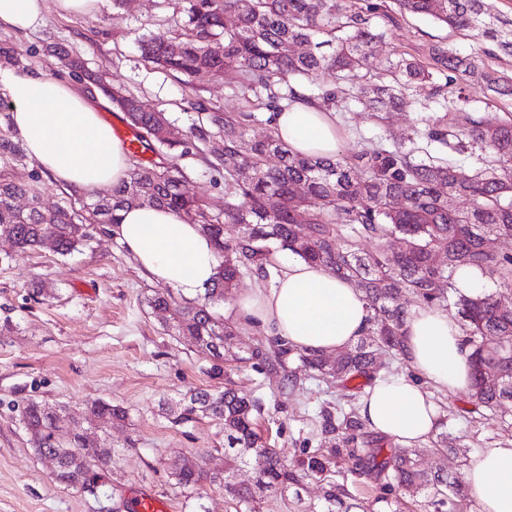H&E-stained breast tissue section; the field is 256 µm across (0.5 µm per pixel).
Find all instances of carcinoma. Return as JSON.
I'll list each match as a JSON object with an SVG mask.
<instances>
[{"label":"carcinoma","instance_id":"carcinoma-1","mask_svg":"<svg viewBox=\"0 0 512 512\" xmlns=\"http://www.w3.org/2000/svg\"><path fill=\"white\" fill-rule=\"evenodd\" d=\"M400 15H422L455 31L485 38L512 56V20L503 22L490 0H395ZM183 33L146 36L140 44L145 58L176 72L189 83L201 72L224 77L258 98L265 112H199L190 135L178 140L163 136L170 125L165 113L143 99L100 81L97 87L113 109L124 114L152 157L128 151L133 160L129 179L104 195L73 205L46 209L41 204L40 177L18 183L0 172V237L21 250L52 242V250L68 256L87 245L89 226L118 223L117 212L132 205H160L191 214L216 245L221 258L218 275L200 301H178L170 288H158L147 306L170 313L166 331L191 336L209 360L212 378L227 375L224 343L237 333V323L224 317V299L244 275L261 279L278 267L277 255L289 251L311 264L324 266L359 288L369 305V326L356 345L336 357L286 348L275 339L254 347L240 363L257 361L270 371L282 370L287 381L299 376L322 381L338 391L362 392L377 378L394 375L390 364L401 361L408 309H443L454 305L461 317L464 345L469 349L472 378L468 404L474 412L512 417V255L498 241L512 237V114L488 118L468 113L459 123L457 106L466 103L452 75L479 77L496 93L512 94V77L490 70L474 57H461L443 44L428 49L432 64L400 56L372 70L368 62L381 34L372 18L388 14L381 0L355 11L347 0H183ZM0 59L26 69L24 54L0 42ZM332 73L336 84L323 83ZM445 76V84L438 82ZM421 91L426 99H443L438 115L417 139L388 147L377 141L359 153L326 158L294 154L272 128L275 114L306 99L327 112H349L360 104L377 120ZM263 124L268 134L246 140L249 127ZM224 140V152L205 158L210 170L224 178V202L212 204L186 195L180 184L185 171L177 154H189L196 143L213 136ZM480 151L479 164L465 170L450 158ZM20 143L0 136V161L22 163ZM341 222H336V215ZM236 224L227 238L224 225ZM361 240L377 243L364 253ZM462 267L480 269L505 286L503 291L466 294L456 285ZM28 294L42 301L54 294L45 281L34 279ZM263 403L224 389L200 390L168 407L175 425L211 419L224 426L225 469L207 471L198 453H181L170 463L175 484L185 500L201 497L205 484L223 488L238 512H253L266 494H283L308 478L324 482L323 496L307 512H416L408 499L421 494L433 512H471L468 490L456 477L421 466L422 450L407 451L375 437L355 410L322 414L326 432L344 434L349 471L375 483L368 501L352 497L336 482L331 461L322 451L297 462L282 459L257 432ZM18 421L40 457L55 458L56 481L76 490L92 488L112 464V449L101 448L70 419L65 407L32 398L17 403ZM99 422L124 421L128 410L102 402L90 409ZM66 432L67 439L60 437ZM431 451L453 452L461 465L467 451L448 448V434L431 441ZM241 465L255 471L254 483L238 485L231 474Z\"/></svg>","mask_w":512,"mask_h":512}]
</instances>
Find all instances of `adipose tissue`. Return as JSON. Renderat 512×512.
I'll list each match as a JSON object with an SVG mask.
<instances>
[{
  "mask_svg": "<svg viewBox=\"0 0 512 512\" xmlns=\"http://www.w3.org/2000/svg\"><path fill=\"white\" fill-rule=\"evenodd\" d=\"M45 6L46 0H0V29L35 28ZM0 93L10 102L9 124L26 155L54 184L90 196L127 179L131 161L123 143L70 79L38 68L0 70ZM272 127L288 149L301 155H336L344 139L335 113L301 101L278 114ZM101 231L151 281L184 298L202 296L218 273L213 240L170 209L130 206ZM235 310L242 326L320 354L352 345L369 318L358 288L296 257L282 263L269 287L239 294ZM404 354L412 376L376 381L362 396L358 415L373 431L410 446L438 427L433 391L467 388L471 369L457 321L436 308L420 307L408 317ZM467 481L478 512H512V446L483 449L469 465Z\"/></svg>",
  "mask_w": 512,
  "mask_h": 512,
  "instance_id": "obj_1",
  "label": "adipose tissue"
}]
</instances>
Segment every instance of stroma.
I'll return each mask as SVG.
<instances>
[{"label": "stroma", "mask_w": 512, "mask_h": 512, "mask_svg": "<svg viewBox=\"0 0 512 512\" xmlns=\"http://www.w3.org/2000/svg\"><path fill=\"white\" fill-rule=\"evenodd\" d=\"M176 5L177 0H124L117 8L104 0L97 16L88 18L61 14L51 4L36 30L0 31V41L16 45L33 67L52 74L62 71L52 49L65 47L107 82L145 97L184 129L197 107L238 111L242 92L209 74L183 85L142 58L139 40L152 31L173 30ZM441 42L464 55L480 44L429 19L406 15L374 45L371 61L382 65L398 51L420 57ZM433 110L430 102L416 103L388 113L379 126L360 107L338 113L347 129L341 151L355 154L362 140L377 136L389 146L407 142ZM179 163L188 174L185 192L210 201L223 198V185L214 184L201 156L188 155ZM37 276L56 290L39 303L27 296V285ZM152 287L123 249L99 232L89 247L65 258L47 249L16 252L0 238V320L17 325L0 338V512H132L135 496L144 491L162 498L170 512H191L170 475L171 459L197 450L205 453L207 468L223 470L221 426L208 419L176 426L162 410L163 404L213 388L214 382L203 373L194 342L168 335L161 317L147 307ZM231 380L241 392L262 395L266 411L259 429L290 461L334 445L321 428L322 408L358 404L354 398L339 400L335 389L313 380L295 391L284 390L281 373L262 366L239 368ZM24 397L65 405L102 447L111 449L112 474L95 493L53 481L51 464L35 454L15 420L13 405ZM98 401L127 407V420L107 428L90 423L86 412ZM433 401L447 420L449 438L458 439L469 457L512 444L511 419L464 417L465 391H437ZM321 494L320 482L308 479L299 493L266 496L257 512H305Z\"/></svg>", "instance_id": "35a3bbf8"}]
</instances>
